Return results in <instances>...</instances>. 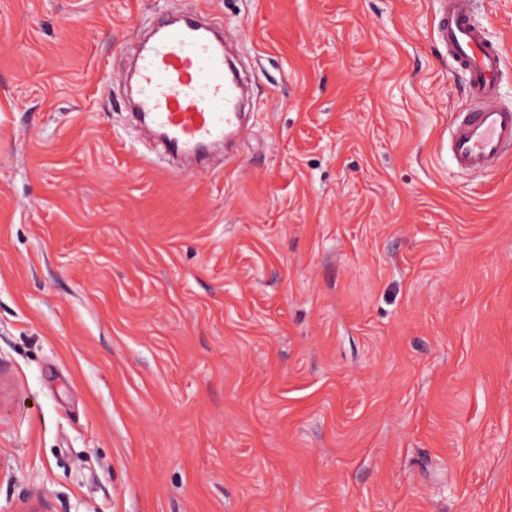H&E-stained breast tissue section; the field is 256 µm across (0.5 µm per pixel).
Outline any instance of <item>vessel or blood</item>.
Listing matches in <instances>:
<instances>
[{
    "mask_svg": "<svg viewBox=\"0 0 512 512\" xmlns=\"http://www.w3.org/2000/svg\"><path fill=\"white\" fill-rule=\"evenodd\" d=\"M439 2L435 33L468 101L448 148L460 170L489 174L512 158V108L499 100L504 54L476 20L473 0ZM223 27L217 19L201 22L192 10L161 16L138 46L135 109L170 159H203L238 134L241 83L224 55Z\"/></svg>",
    "mask_w": 512,
    "mask_h": 512,
    "instance_id": "vessel-or-blood-1",
    "label": "vessel or blood"
}]
</instances>
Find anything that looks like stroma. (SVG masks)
Masks as SVG:
<instances>
[{
	"instance_id": "1",
	"label": "stroma",
	"mask_w": 512,
	"mask_h": 512,
	"mask_svg": "<svg viewBox=\"0 0 512 512\" xmlns=\"http://www.w3.org/2000/svg\"><path fill=\"white\" fill-rule=\"evenodd\" d=\"M185 7L253 108L173 176L120 71ZM437 11L0 0V512H512V161L449 154Z\"/></svg>"
}]
</instances>
